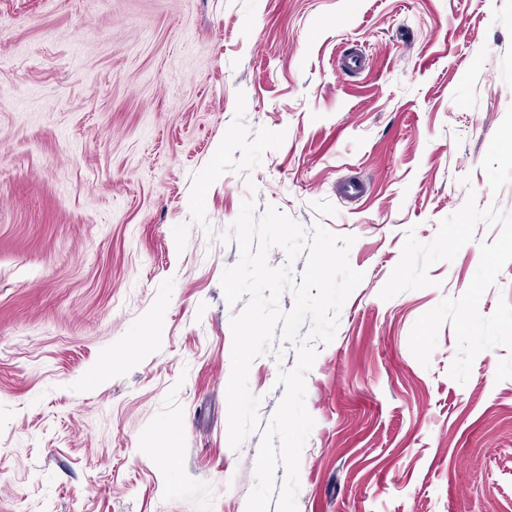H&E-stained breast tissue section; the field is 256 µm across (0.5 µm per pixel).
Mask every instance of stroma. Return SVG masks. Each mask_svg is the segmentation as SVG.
Returning a JSON list of instances; mask_svg holds the SVG:
<instances>
[{
  "mask_svg": "<svg viewBox=\"0 0 512 512\" xmlns=\"http://www.w3.org/2000/svg\"><path fill=\"white\" fill-rule=\"evenodd\" d=\"M471 194L512 212V0H0V512H246L220 280L247 200L354 236L364 274L306 376L297 512H512L507 349L461 385L451 325L409 347L498 227L379 296ZM295 363L252 362L261 426Z\"/></svg>",
  "mask_w": 512,
  "mask_h": 512,
  "instance_id": "stroma-1",
  "label": "stroma"
}]
</instances>
